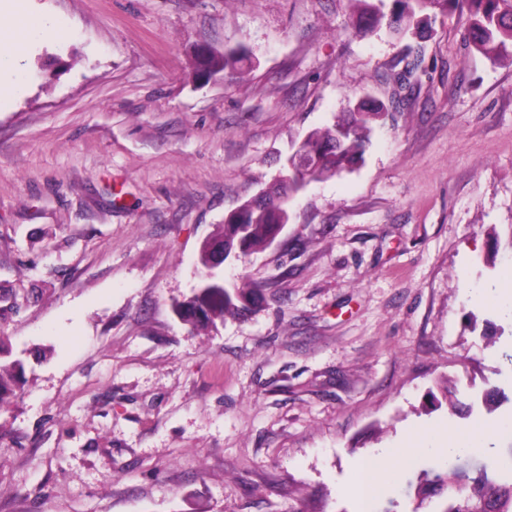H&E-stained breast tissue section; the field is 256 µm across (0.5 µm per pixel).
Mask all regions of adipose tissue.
<instances>
[{"mask_svg": "<svg viewBox=\"0 0 512 512\" xmlns=\"http://www.w3.org/2000/svg\"><path fill=\"white\" fill-rule=\"evenodd\" d=\"M13 23L7 33L0 34V89L16 94L24 85L22 61L33 45L46 36L64 37L63 26L45 16L31 12L29 0H0ZM424 436L409 433L398 447L366 457L356 474L352 490L362 500H371L381 485L419 451Z\"/></svg>", "mask_w": 512, "mask_h": 512, "instance_id": "adipose-tissue-1", "label": "adipose tissue"}]
</instances>
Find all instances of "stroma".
<instances>
[{"label":"stroma","mask_w":512,"mask_h":512,"mask_svg":"<svg viewBox=\"0 0 512 512\" xmlns=\"http://www.w3.org/2000/svg\"><path fill=\"white\" fill-rule=\"evenodd\" d=\"M66 24L0 99V512H359L362 458L410 429L512 445V325L474 291L512 271V62L456 15L364 164L310 183L275 242L224 263L265 304L195 329L203 243L305 136L390 102L406 40L348 36L344 0H30ZM246 50L201 79L199 48ZM469 394L450 414L446 391ZM376 507L444 512L406 482ZM24 372V361L14 360L10 365H0V409L3 402L16 394L20 376ZM488 389L485 401L482 400L487 412L492 413L504 405L510 404L512 412V384L510 387L491 385Z\"/></svg>","instance_id":"obj_1"}]
</instances>
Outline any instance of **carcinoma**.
Returning <instances> with one entry per match:
<instances>
[{
  "label": "carcinoma",
  "mask_w": 512,
  "mask_h": 512,
  "mask_svg": "<svg viewBox=\"0 0 512 512\" xmlns=\"http://www.w3.org/2000/svg\"><path fill=\"white\" fill-rule=\"evenodd\" d=\"M349 23L345 33L365 38L384 32L393 37L422 39L432 19L438 15L457 13L466 17L464 39L487 60L495 63L512 58V0H347ZM424 58L420 47H409L405 66L397 77L403 90L422 71ZM250 57L244 50L216 52L198 59L201 75L211 77L233 74L247 67ZM392 106L360 97L353 107L342 113L334 123L309 133L298 145L307 165L295 175L288 164L263 192L262 197L244 201L224 219L220 238L204 244L201 254L202 279L198 292L173 305L180 319L192 323H211L227 310L241 314L251 311L259 294L243 288H226L208 276L214 247L224 246V259L241 260L254 251L271 244L276 233L278 213L307 184L326 177L349 172L364 163L375 126L393 119ZM24 361L14 360L0 365V406L16 394ZM487 413L512 405V386L492 385L483 401ZM502 451L495 444H485L477 454L448 456L444 465L420 470L415 486L417 495L425 500L448 494L453 502L446 512H462L491 506L495 512H512V481L500 478Z\"/></svg>",
  "instance_id": "1"
}]
</instances>
